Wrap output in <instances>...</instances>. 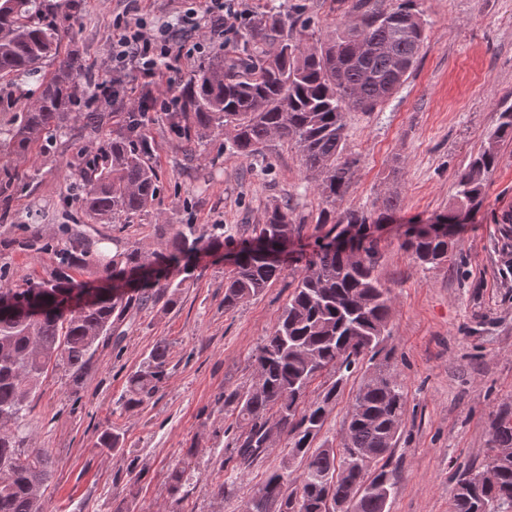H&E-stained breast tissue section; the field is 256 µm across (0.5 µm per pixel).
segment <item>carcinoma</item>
I'll return each mask as SVG.
<instances>
[{"mask_svg": "<svg viewBox=\"0 0 512 512\" xmlns=\"http://www.w3.org/2000/svg\"><path fill=\"white\" fill-rule=\"evenodd\" d=\"M83 6V0H0V93L22 104L8 122L0 121V152L29 158L77 125L102 137L99 153L69 167L78 181L76 201L92 224H127L150 211L162 190L150 135L154 107L141 97L130 106L120 99L99 111L80 110L81 94H94L96 82L81 58L62 46ZM353 12L313 39L306 35L308 25L284 11L254 16L236 50L195 70L174 89L180 110L165 113L170 131L192 153L215 132L224 135V148L244 158L266 155L275 140L294 147L324 204L316 223L330 225L255 355V383L235 396L237 466L248 468L260 459L275 432L289 444L288 461L257 486L243 512H388L394 493L385 459L400 435L406 394L390 371L380 369L361 382L341 450L313 447L345 374L374 360L390 335L393 298L377 272L371 226L386 221L398 201L385 198L372 212H336L356 165V159L342 157L346 115L352 109L371 112L394 94L425 41L416 0H392L388 8L356 0ZM262 42L273 50H261ZM47 63L54 70L36 88L19 83ZM510 141L512 106L499 112L485 144L459 173L455 207L444 216L448 224L483 199L500 146ZM16 177L6 169L0 178L5 216ZM302 229L294 208L277 203L265 209L260 223L240 225L236 239L224 235L222 224L168 221L154 225L156 248L114 238L110 256L68 226L54 243L0 238V247L17 244L53 259L49 277L0 286V302L21 306L0 310V512H46L39 490L50 477L49 454L28 443L22 422L49 369L63 366L79 384L100 339L115 346L124 340L125 311L153 308L162 299L174 303L202 257L228 244L236 258L224 270V308L261 295L280 278L284 263L255 257L246 246L279 252ZM401 247L420 265L438 267L451 258L456 242L449 230L433 235L413 224ZM168 365L169 347L160 341L128 377L123 406L149 402L167 379ZM324 371L336 380L308 398L312 381ZM491 444L509 454L488 479L477 469L462 473L450 512H512L511 407L496 413ZM194 455L188 449L171 470V495L190 485ZM297 458L302 470L295 476L290 461Z\"/></svg>", "mask_w": 512, "mask_h": 512, "instance_id": "carcinoma-1", "label": "carcinoma"}]
</instances>
